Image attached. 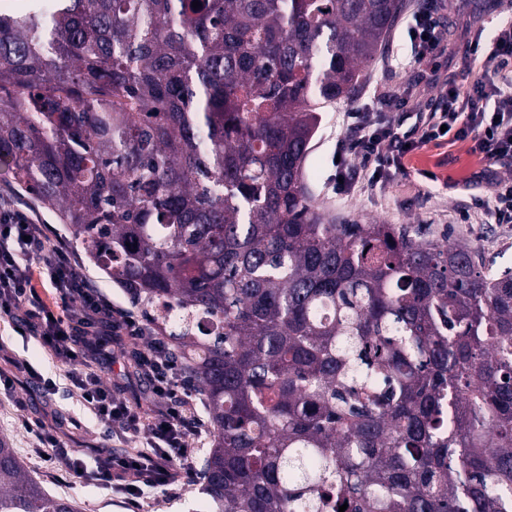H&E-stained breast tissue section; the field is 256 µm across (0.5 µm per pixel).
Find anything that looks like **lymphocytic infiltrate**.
<instances>
[{
	"mask_svg": "<svg viewBox=\"0 0 512 512\" xmlns=\"http://www.w3.org/2000/svg\"><path fill=\"white\" fill-rule=\"evenodd\" d=\"M406 37L415 60L434 55L444 33L430 7L414 12ZM468 59L481 61L484 77L465 89L449 85L443 110L419 118L408 132L378 122L372 112L352 113L358 135L336 148V168L344 184H352L348 163L358 157L372 189H384L393 175L404 171L409 152L439 140L446 131L469 142L471 152L489 162L512 161V83L503 86L495 79L500 70L512 68V23L499 26L490 39L473 40ZM74 306L79 309L75 315L70 312ZM0 315L34 332L56 362L67 366L73 395L100 423L146 435L145 448L119 455L103 444L68 447L45 420L22 419L39 454L69 474L87 472L134 508L146 489L179 481L200 432L191 408L192 387L166 357L160 340L144 351L127 349L126 340L145 336V328L90 288L72 265L63 240L51 238L44 225L8 203H0ZM89 330L94 333L90 340L85 337ZM116 352L129 353L149 381L155 402L150 412L115 398L105 384L102 374Z\"/></svg>",
	"mask_w": 512,
	"mask_h": 512,
	"instance_id": "lymphocytic-infiltrate-1",
	"label": "lymphocytic infiltrate"
}]
</instances>
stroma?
I'll return each instance as SVG.
<instances>
[{"mask_svg": "<svg viewBox=\"0 0 512 512\" xmlns=\"http://www.w3.org/2000/svg\"><path fill=\"white\" fill-rule=\"evenodd\" d=\"M400 19L389 33L381 52L361 73L354 98L340 100L321 108V122L310 144L304 165V179L315 206L332 223L409 224L429 239H446L467 244L479 254L485 267L498 274L512 269V224H494L482 214H474L471 223L457 224L454 212L471 199L491 193L490 180L512 175V167L482 160L470 152L467 143L433 142L416 151L406 173L396 175L385 190L371 193L362 187L339 193L334 155L339 140L350 137L347 113L368 105H381L383 121L399 118L397 103L409 112L440 109V93L448 82L467 87L479 77V70L466 63L470 42L478 29H493L498 21L512 18V0H404ZM434 3L436 16L445 32L437 53L417 61L403 30L415 10ZM74 266L94 288L133 317H140L122 288L114 285L88 264L81 250L73 252ZM0 344L9 355L27 360L37 367L51 389L35 388L26 410H18L0 395V437L10 440L21 460L47 490L74 499L79 512H129V506L111 491L73 478L57 466L40 459L27 435L17 426L21 415L31 417L46 411L58 412L64 420L77 421L71 429L73 446L103 439L114 452L140 447L135 437L108 438L107 429L72 398L66 368L58 364L47 348L33 337L20 334L13 323L0 318ZM104 380L121 399L139 400L143 407L152 404L145 384L139 382L134 363L123 357ZM201 497L191 475L175 485L154 488L143 498L139 512H199Z\"/></svg>", "mask_w": 512, "mask_h": 512, "instance_id": "1", "label": "stroma"}]
</instances>
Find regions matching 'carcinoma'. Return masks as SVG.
I'll use <instances>...</instances> for the list:
<instances>
[{
	"mask_svg": "<svg viewBox=\"0 0 512 512\" xmlns=\"http://www.w3.org/2000/svg\"><path fill=\"white\" fill-rule=\"evenodd\" d=\"M192 2L0 10V167L200 387L203 512H512V274L303 181L401 0ZM0 512L78 510L1 437Z\"/></svg>",
	"mask_w": 512,
	"mask_h": 512,
	"instance_id": "1",
	"label": "carcinoma"
}]
</instances>
